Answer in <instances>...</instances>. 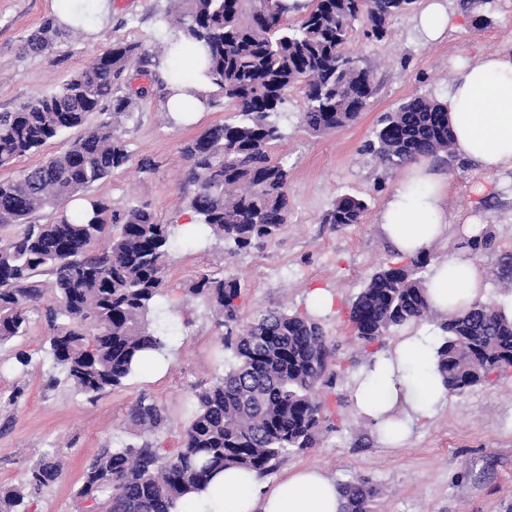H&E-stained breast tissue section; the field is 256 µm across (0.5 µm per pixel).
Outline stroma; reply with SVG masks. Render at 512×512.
Segmentation results:
<instances>
[{"label": "stroma", "mask_w": 512, "mask_h": 512, "mask_svg": "<svg viewBox=\"0 0 512 512\" xmlns=\"http://www.w3.org/2000/svg\"><path fill=\"white\" fill-rule=\"evenodd\" d=\"M451 24L437 42L415 25V14L395 18L383 40L368 41L354 31L347 49L372 71L376 92L358 120L335 132L312 137L289 123L279 153L292 166L288 180L287 224L260 248L229 253L213 239L174 248L166 262V300L177 330L156 375L146 367L122 385L89 400L66 383H52L45 354L48 325L43 307L30 313L25 335L0 345V487L18 484L34 466L58 462V479L34 499L29 512H83L77 491L87 462L102 449L137 445L150 439L178 447L193 408L195 390L222 376L231 359L213 308L190 297L187 289L202 273L234 277L240 283L239 316L247 323L258 311L285 308L308 313L307 294L328 290L331 311L319 321L342 365L364 356L347 322L349 305L380 266L400 262L382 237L377 214L400 171H387L362 150L381 113L416 96L439 97L453 79L454 61L512 47V0H474L462 10L459 0H443ZM170 0H112V14L99 30L62 38L53 52L23 50L28 35L51 18V0H0V111L54 91L95 55L116 41L152 50L170 32L158 18ZM485 25H475V17ZM165 88L153 84L126 120L128 164L93 183L86 194L113 207H143L164 224L190 231L196 216L190 201L196 186L182 153L203 129L223 123V108H210L192 124L171 122L164 107ZM431 165L447 178L448 212L453 222L446 240L430 249L444 258L462 241L461 227L477 219L491 233L492 246L481 264L490 276L485 299L496 302L504 290L491 273L501 255L512 253V172L488 174L459 157L434 158ZM368 204L363 223L336 226L323 218L342 195ZM27 352V366L16 362ZM351 378L343 376L335 393L344 400L334 430L323 433L315 448L291 454L274 477L300 466L324 469L336 480L368 479L377 491L376 512H512V373L450 397L429 423L417 427L407 444L389 448L373 426L359 419L350 404ZM23 395L9 397L15 388ZM161 406L166 425L147 433L131 418L140 397Z\"/></svg>", "instance_id": "1"}]
</instances>
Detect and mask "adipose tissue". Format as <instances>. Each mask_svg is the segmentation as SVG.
<instances>
[{
  "label": "adipose tissue",
  "instance_id": "1",
  "mask_svg": "<svg viewBox=\"0 0 512 512\" xmlns=\"http://www.w3.org/2000/svg\"><path fill=\"white\" fill-rule=\"evenodd\" d=\"M205 57L204 46L180 38L161 60L166 108L178 122L203 110L197 95L209 87ZM444 102L456 154L486 173L512 171V51L461 60ZM447 187L427 164L407 166L377 216L395 252L420 256L444 238L450 222ZM486 289L485 271L467 251L433 263L426 295L438 325H405L354 374L352 407L388 447H403L417 422L447 406L449 392L438 367L440 324L483 299ZM345 505L336 478L315 467L294 469L270 485L255 472L232 468L188 494L181 512H345Z\"/></svg>",
  "mask_w": 512,
  "mask_h": 512
}]
</instances>
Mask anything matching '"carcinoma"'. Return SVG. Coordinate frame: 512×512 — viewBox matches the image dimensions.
Wrapping results in <instances>:
<instances>
[{
    "instance_id": "cac0c4a2",
    "label": "carcinoma",
    "mask_w": 512,
    "mask_h": 512,
    "mask_svg": "<svg viewBox=\"0 0 512 512\" xmlns=\"http://www.w3.org/2000/svg\"><path fill=\"white\" fill-rule=\"evenodd\" d=\"M161 17L174 35L202 41L207 107L230 111L187 142L183 154L198 185L190 207L201 239L216 237L241 251L273 238L288 223V164L277 154L288 123V95L298 89L300 123L313 137L354 122L376 88L369 70L346 51L356 26L370 39L383 38L391 21L412 11L416 0H310L305 11L284 0H175ZM66 35L44 20L26 40L45 54ZM137 44L117 41L66 79L54 92L0 112V168L36 153L60 134L77 131L66 149L21 174L0 180V228L20 226L0 242V344L22 335L28 312L43 298L35 277H54L56 305L45 318L53 369L93 400L141 368L144 354L163 355L169 332L152 327L165 288V264L179 228L152 212L114 209L87 198L77 212L65 203L129 161L122 121L147 94L126 73L148 61ZM444 105L414 97L379 117L364 151L385 169L424 156L452 155ZM46 207L58 211L49 224H29ZM368 205L356 196L336 200L325 224H360ZM107 239L101 251L94 246ZM487 234L466 239L473 256L491 247ZM428 257L385 264L352 301L348 321L361 348L380 344L397 328L427 317L423 269ZM222 315L238 322L241 288L233 278L199 275L188 288ZM439 368L449 394L512 370V321L497 306L475 302L448 319ZM224 348L234 362L210 387L195 393V409L172 452L151 440L105 448L86 465L81 499L103 501V512H179L180 499L208 483L217 471L246 467L263 476L290 453L315 447L329 425L319 393L335 388L333 348L314 318L267 310ZM133 419L148 432L166 422L164 410L139 399ZM58 469L40 464L16 486L0 487V512H28L30 499L56 480ZM346 512H373L376 489L362 479L341 484Z\"/></svg>"
}]
</instances>
